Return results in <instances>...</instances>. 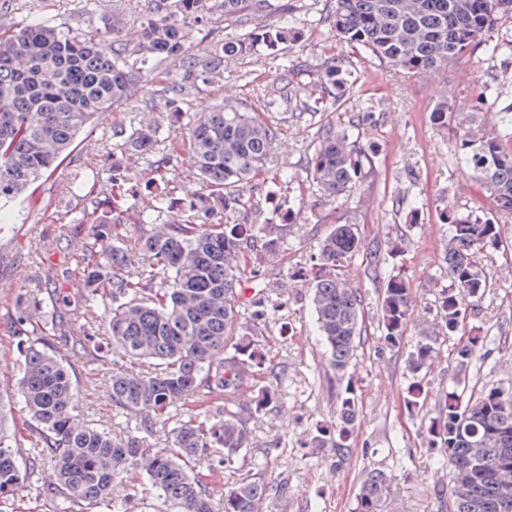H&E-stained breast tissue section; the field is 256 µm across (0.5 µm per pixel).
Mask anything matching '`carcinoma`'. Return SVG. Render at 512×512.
Masks as SVG:
<instances>
[{"mask_svg": "<svg viewBox=\"0 0 512 512\" xmlns=\"http://www.w3.org/2000/svg\"><path fill=\"white\" fill-rule=\"evenodd\" d=\"M512 0H329L327 17L337 36L370 58L410 74L427 76L483 47L512 52V39L492 40L499 15ZM224 15L225 36L204 50L192 47V33L210 15ZM278 23L265 24L271 17ZM292 26L288 4L272 0H148L140 39L135 44L99 35H76L44 21L14 25L0 32V210L30 191L67 158L78 135L98 113L136 96L140 79L160 62L177 58L181 74L169 78L159 94L187 116L182 136L195 178L203 191L178 212L164 191L149 209H138L133 186L146 179L161 186L173 180L174 156L145 169L130 162L156 145L160 127L147 124L118 134L112 165L88 183L73 181L68 193L79 198L80 224L95 232L84 241L76 271L88 284L85 308L73 314L68 337L76 343L97 336L89 314L104 315L112 355L147 364L134 372L116 364L110 397L122 414L134 417L135 433L116 437L93 424H75L78 398L75 372L56 345V302L41 288L24 294L14 326L20 357L17 391L28 408L36 443L23 457L16 438L0 418V504L45 479L50 512H136L137 497L150 490L158 512H263L275 492L265 481L264 458L250 418L240 410L241 393L265 370L261 353L266 322L259 309L269 297L256 293L247 303L238 288L249 254L265 259L268 271L283 244L279 224H249L254 209L243 192L273 154L277 128L243 102L226 97L196 104L199 83L225 61L275 50L288 42ZM334 59L319 64L322 94L302 99L292 69L280 74L269 105L315 117L336 105V90L349 72ZM471 111L437 100L429 121L451 135L464 171L495 200L512 211V113L500 114L502 130L482 132ZM372 113L354 112L344 126L316 123L307 170L312 184L331 204H341L375 172L374 153L361 137ZM151 225L140 236L138 260L121 246L125 215ZM448 225L443 265L450 284L439 296L440 321L412 331L413 291L408 278L389 268L375 249L367 272L379 286L377 330L385 346H401L414 332L407 357L411 382L404 404L421 409L428 398L426 376L443 338L461 336L452 351L459 370L474 365L484 337L467 328V311L478 307L492 286L476 257L492 246L512 250L500 224L471 210L443 207ZM360 224L337 221L324 236L310 265L311 304L328 363L339 380L336 432L317 428L313 448H331L340 460L353 453L359 400L346 377L361 337L368 335L361 289L344 268L360 255ZM173 427L166 428V425ZM168 429L164 446L156 432ZM437 467L450 468V488L441 496L446 512H502L500 488L512 484V389H483L475 396L456 388L439 402L427 427ZM241 463L251 474L224 487L216 502L202 477L210 470ZM125 482L131 494L117 501L112 484ZM394 477L367 470L353 512H383Z\"/></svg>", "mask_w": 512, "mask_h": 512, "instance_id": "carcinoma-1", "label": "carcinoma"}]
</instances>
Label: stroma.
Returning <instances> with one entry per match:
<instances>
[{"label":"stroma","mask_w":512,"mask_h":512,"mask_svg":"<svg viewBox=\"0 0 512 512\" xmlns=\"http://www.w3.org/2000/svg\"><path fill=\"white\" fill-rule=\"evenodd\" d=\"M288 7L296 18L288 43L275 53L225 62L198 93L204 103L227 96L241 99L273 121L280 142L271 164L295 174L285 185L274 183L270 171L253 182L249 194L257 223L283 224L287 230L279 275L256 279L247 272L241 282L242 288L264 290L282 304L280 311L269 315L266 370L260 379L261 386L279 392L280 398L251 422L259 450L268 457L266 480L277 489L265 504L266 512H352L361 477L372 467L386 469L396 478L387 512H444L434 488L447 475L437 470L430 456L421 417L433 414L440 398L460 378L478 387H512V261L491 248L478 254L479 266L497 286L470 323L488 331L484 346L491 354L481 373L462 375L449 355L452 341L443 342L431 363L422 415L408 416L403 407L410 382L407 348H387L375 333L360 343L350 370L359 398L356 448L341 462L333 452L309 445L317 426L335 425L342 386L328 367L305 273L322 236L337 218L363 227L367 250L375 243L402 238L403 250L393 262L415 285L416 319L430 323L438 292L449 283L441 258L446 228L439 220L440 210L448 206L495 215L503 237L512 241V214L498 213L494 199L477 191L447 137L429 122L440 96L460 106L481 97L486 104L476 111V122L486 133L496 132L498 112L512 108V54L480 49L435 75L411 76L384 67L339 40L325 19L327 0H288ZM144 8L145 0H10L0 24L42 19L78 34L119 27L133 41ZM328 58L349 61L351 75L337 109L323 112L322 118L340 124L348 113L372 112L363 136L376 155L375 174L361 194L339 210L320 196L307 175L313 133L308 119L267 105L283 64L297 69L298 89L306 98L317 95L321 77L316 66ZM178 70L177 61H164L135 98L96 117L65 163L38 180L32 196L20 197L0 211L5 220L0 229V415L19 435L22 449H29L34 437L16 389L19 362L12 330L19 311L17 299L32 288L36 273L47 270L61 300L56 313L59 325H66L70 313L82 307L86 295L82 277H67L63 271L74 265L79 234H91L92 228L87 225L75 232L79 209L66 186L75 176L106 172L112 164L113 130L147 122L160 126L158 146L137 158L142 167L177 149L178 125L167 103L156 95L155 82ZM61 350L73 363L80 385L73 412L77 421L99 424L119 436L132 431L133 421L116 416L108 394L111 361L86 364L82 347L71 342L63 343Z\"/></svg>","instance_id":"obj_1"}]
</instances>
